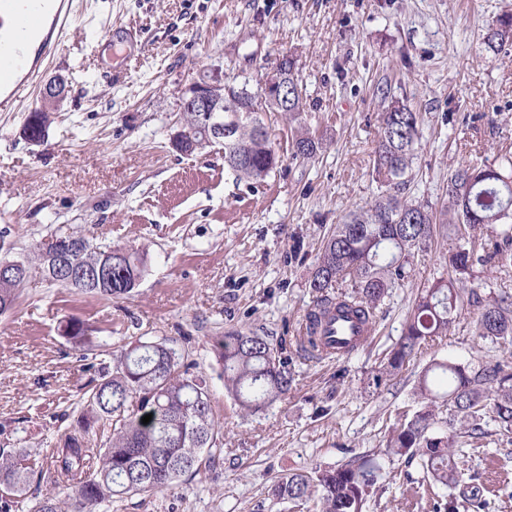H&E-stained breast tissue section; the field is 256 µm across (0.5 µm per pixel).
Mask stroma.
<instances>
[{"instance_id": "1", "label": "stroma", "mask_w": 512, "mask_h": 512, "mask_svg": "<svg viewBox=\"0 0 512 512\" xmlns=\"http://www.w3.org/2000/svg\"><path fill=\"white\" fill-rule=\"evenodd\" d=\"M79 20L46 78L66 95L44 141L21 134L25 116L0 112V260H26L53 233H84L144 255L148 272L130 296L107 300L49 287L31 266L15 309L0 316V448L49 452L71 423L87 361L60 334L81 319L110 348L168 342L210 382L224 425V462L171 491L115 499L111 512H317V498L279 501L276 478L377 463L363 512H437L451 495L420 458L384 452L393 427L421 407L416 384L437 359L512 365V346L478 336L465 305L448 329L396 376L381 361L402 333L419 289L448 276L462 248L437 237L412 276L376 310L375 329L340 359L297 354L312 307L309 287L324 234L380 191L372 151L381 87L420 112L421 147L406 198L440 207L464 161L495 162L512 144V47L484 43L512 0H79ZM142 46L113 51L120 29ZM296 60L307 98L300 121L322 136L312 160L293 158L281 113L260 119L281 157L249 184L215 145L185 155L171 145L185 88L200 74L259 90L283 54ZM232 331L286 343L292 390L240 414L217 376L210 339ZM484 438L459 442L466 482H487L483 505L512 512V433L485 419Z\"/></svg>"}]
</instances>
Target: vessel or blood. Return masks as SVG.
<instances>
[{"instance_id": "obj_1", "label": "vessel or blood", "mask_w": 512, "mask_h": 512, "mask_svg": "<svg viewBox=\"0 0 512 512\" xmlns=\"http://www.w3.org/2000/svg\"><path fill=\"white\" fill-rule=\"evenodd\" d=\"M77 22L72 0H0V112H33L35 89L43 70L56 59L64 38ZM371 330L344 317L326 321L319 340L336 358L360 348Z\"/></svg>"}]
</instances>
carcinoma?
<instances>
[{
    "instance_id": "cac0c4a2",
    "label": "carcinoma",
    "mask_w": 512,
    "mask_h": 512,
    "mask_svg": "<svg viewBox=\"0 0 512 512\" xmlns=\"http://www.w3.org/2000/svg\"><path fill=\"white\" fill-rule=\"evenodd\" d=\"M487 49L512 46V15L498 20L485 39ZM288 69V100L277 111L298 120L306 100ZM247 86H228L227 101L235 108L254 106ZM420 113L398 101L384 106L373 150V171L385 190L367 206L349 212L323 238L310 288L313 305L338 309L362 323L375 322V310L389 290L410 278L415 254L434 236L453 226L468 248L448 255L452 275L416 296L402 334L387 358L386 370L396 375L423 346L448 334L455 321L465 274L475 266L512 260V151L498 164L469 162L448 176L440 209L401 196L411 176L420 141ZM319 138L300 126L291 137L296 158L312 159ZM224 163L238 179L258 183L278 164V156L255 111L241 112L232 137L224 139ZM490 234L478 238L482 229ZM68 247L62 260L32 247L45 280L54 287L73 288L106 299L130 294L146 272L144 258L121 246L96 244L74 234H53ZM27 267L0 276V315L18 298ZM336 288V296L328 289ZM475 331L483 338H512V295L503 291L478 303ZM61 335L74 347L92 345L88 329L75 317L61 325ZM221 367L224 389L245 414H255L286 397L292 376L278 348L262 336L241 333L216 336L211 342ZM85 386L76 418L51 444L52 450L32 457L26 450H0V512H10L12 499L26 491L30 476L50 479L36 503V512H61L53 487L71 489V512H100V507L130 493L170 490L192 476L201 464L223 463L224 429L216 418L208 379L193 363L165 342H129L109 352ZM423 407L392 429L385 453L409 458L420 455L432 479L448 488L461 482L454 443L460 436L482 434L481 421L490 416L512 431V368L488 361L471 368L435 360L417 383ZM448 414L441 415L440 406ZM152 415L148 424L142 417ZM376 473L370 462L345 464L312 473H293L276 481L271 494L278 500L301 501L319 493L321 512H363Z\"/></svg>"
}]
</instances>
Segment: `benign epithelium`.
Returning <instances> with one entry per match:
<instances>
[{"label":"benign epithelium","mask_w":512,"mask_h":512,"mask_svg":"<svg viewBox=\"0 0 512 512\" xmlns=\"http://www.w3.org/2000/svg\"><path fill=\"white\" fill-rule=\"evenodd\" d=\"M288 86L277 78V72L269 75L263 86L264 104L272 110L279 102L285 100ZM65 93V84L56 79L47 84L43 96V110L54 112L60 106ZM182 108L196 109L200 112V126L204 138L196 139L193 135L179 129L173 139L174 148L182 154H193L213 144L224 143V80L216 75H202L199 80L191 83L185 90Z\"/></svg>","instance_id":"1"}]
</instances>
